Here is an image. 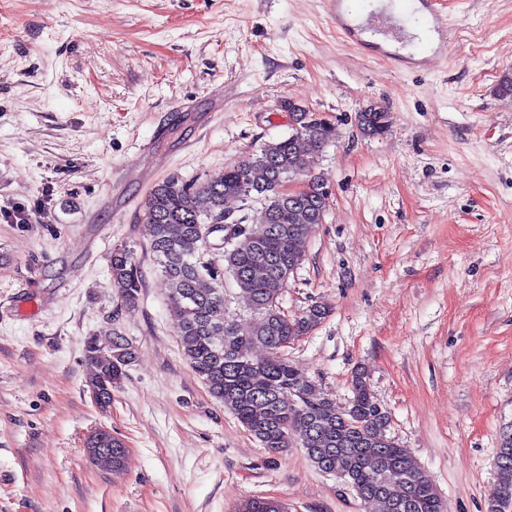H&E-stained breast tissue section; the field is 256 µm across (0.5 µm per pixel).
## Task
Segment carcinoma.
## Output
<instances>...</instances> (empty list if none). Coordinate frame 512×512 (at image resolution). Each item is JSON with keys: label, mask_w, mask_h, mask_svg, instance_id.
Segmentation results:
<instances>
[{"label": "carcinoma", "mask_w": 512, "mask_h": 512, "mask_svg": "<svg viewBox=\"0 0 512 512\" xmlns=\"http://www.w3.org/2000/svg\"><path fill=\"white\" fill-rule=\"evenodd\" d=\"M357 124L363 135L377 137L387 133L390 116L381 106L371 107L357 114ZM331 135L329 126L301 112L290 137L264 144L224 169L222 177L192 183L171 178L157 185L144 202L150 248L169 286L170 311L185 359L209 393L262 447L274 453L303 449L316 468L337 475L367 512H444L426 472L387 436L389 413L364 373H353V397L342 409L284 356L289 344L309 333L326 313L316 304L290 317L281 310L280 299L306 256L310 233L329 207L321 192L326 179L308 173L307 158ZM295 176L305 177L306 184L297 202L283 191V184ZM229 200L263 204L260 221L237 219L240 232L224 240V273L237 285L243 308L256 316L245 335L225 307L223 280L197 256L210 246L204 225L224 221ZM110 272L121 299L137 303L142 271L134 252L114 248ZM256 348L267 356L254 359ZM133 360L134 350L123 336L105 345L95 336L87 338L84 361L92 369L88 383L104 390L101 409L111 407L110 390L121 385ZM126 452L114 439L112 452L92 462L118 472ZM496 466L498 482L489 512H500L501 505L512 502V425L500 436ZM240 512H288V507L275 499L252 498Z\"/></svg>", "instance_id": "1"}]
</instances>
